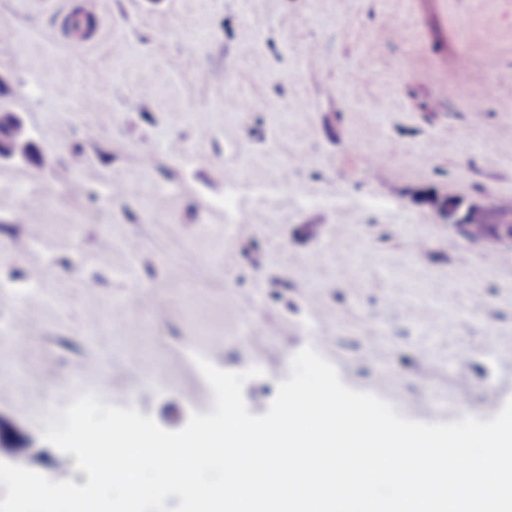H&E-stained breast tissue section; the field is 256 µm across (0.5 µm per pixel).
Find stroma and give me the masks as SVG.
Returning <instances> with one entry per match:
<instances>
[{
	"label": "stroma",
	"mask_w": 512,
	"mask_h": 512,
	"mask_svg": "<svg viewBox=\"0 0 512 512\" xmlns=\"http://www.w3.org/2000/svg\"><path fill=\"white\" fill-rule=\"evenodd\" d=\"M83 8L0 0L29 148L0 156V462L82 478L42 433L85 392L183 428L200 357L262 369L254 415L308 346L414 421L512 400V245L442 208L512 207V0H99L80 36ZM336 192L392 206L298 204Z\"/></svg>",
	"instance_id": "1"
}]
</instances>
